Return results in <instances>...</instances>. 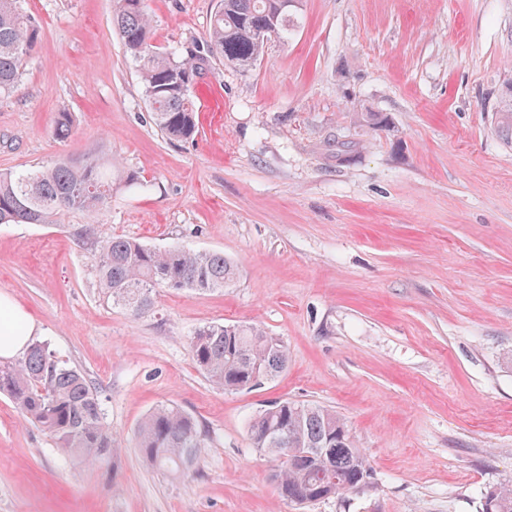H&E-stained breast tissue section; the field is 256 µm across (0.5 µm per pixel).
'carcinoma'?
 <instances>
[{
  "instance_id": "1",
  "label": "carcinoma",
  "mask_w": 512,
  "mask_h": 512,
  "mask_svg": "<svg viewBox=\"0 0 512 512\" xmlns=\"http://www.w3.org/2000/svg\"><path fill=\"white\" fill-rule=\"evenodd\" d=\"M299 6L287 0H220L211 15L205 47L179 57L150 44L145 0H113L112 28L138 66L143 93L156 128L171 141L195 137L197 115L185 76L202 73L208 57L218 56L245 73L266 51L270 38L284 39L298 19ZM267 31L268 38L258 36ZM40 37V24L22 0H0V96L20 86L27 58ZM501 128L512 131V88L497 109ZM74 117L59 113L54 135L73 133ZM112 162L67 156L48 166L0 174V224H59L66 216L69 236L88 253L104 301L133 315L151 310L155 291L191 289L219 293L238 276L224 253L181 246L157 250L110 234L99 218L112 203ZM198 370L217 388L248 391L280 376L288 367V347L254 324L212 323L188 340ZM0 394L9 397L28 421L43 428L64 456L96 464L112 452L114 439L100 391L84 373L33 342L16 361L0 363ZM288 429L283 446L273 428ZM253 447L280 461L275 474L281 496L298 505L351 492L368 477V463L339 414L326 406L284 400L249 424ZM208 435L194 415L161 404L140 422L135 447L152 467L175 476L198 465ZM482 512H512V485L486 491Z\"/></svg>"
}]
</instances>
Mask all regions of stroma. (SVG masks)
<instances>
[{
  "label": "stroma",
  "mask_w": 512,
  "mask_h": 512,
  "mask_svg": "<svg viewBox=\"0 0 512 512\" xmlns=\"http://www.w3.org/2000/svg\"><path fill=\"white\" fill-rule=\"evenodd\" d=\"M151 42L200 46L217 0H145ZM41 26L19 89L0 96V172L65 156L135 179L101 221L164 249L224 252V293L158 289L134 316L102 302L87 254L56 226H0V292L37 341L99 387L116 440L105 463L62 456L0 394V512H481L512 484V133L496 107L512 82V0H302L287 41L242 73L210 58L214 94L193 140L149 118L112 0H25ZM383 113L374 131L358 113ZM75 118L68 141L58 113ZM251 323L288 345L281 377L227 393L188 339ZM343 418L369 464L359 489L284 500L278 463L249 423L281 400ZM171 404L210 446L173 477L134 446Z\"/></svg>",
  "instance_id": "stroma-1"
}]
</instances>
